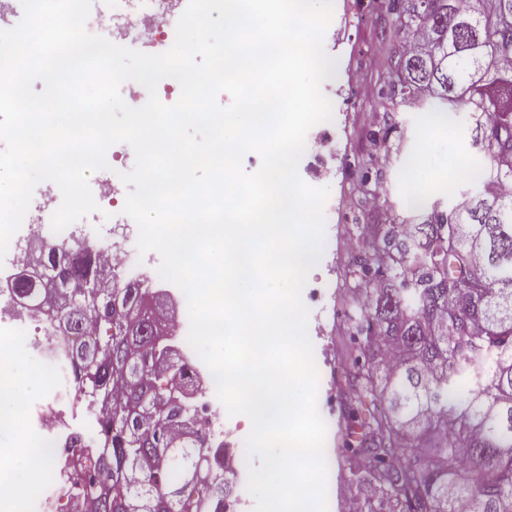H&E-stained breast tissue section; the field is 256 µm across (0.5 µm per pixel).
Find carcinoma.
<instances>
[{"label": "carcinoma", "mask_w": 512, "mask_h": 512, "mask_svg": "<svg viewBox=\"0 0 512 512\" xmlns=\"http://www.w3.org/2000/svg\"><path fill=\"white\" fill-rule=\"evenodd\" d=\"M397 22L426 49L398 53L391 104L427 89L439 119L470 113L486 163L462 177L482 188L464 206L366 227L363 272L384 286L356 302L348 381L373 409L352 449L368 465L350 473L372 489L364 512H512V0H401ZM46 262L13 295L56 321L79 397L107 410L97 470L80 448L64 461L79 495L93 512H224L235 484L172 384L187 369L163 362L149 291L114 280L72 304L103 278L96 259Z\"/></svg>", "instance_id": "cac0c4a2"}]
</instances>
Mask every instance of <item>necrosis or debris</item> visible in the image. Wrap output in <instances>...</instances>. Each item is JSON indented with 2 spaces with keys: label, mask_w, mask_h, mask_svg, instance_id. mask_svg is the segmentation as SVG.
I'll return each instance as SVG.
<instances>
[{
  "label": "necrosis or debris",
  "mask_w": 512,
  "mask_h": 512,
  "mask_svg": "<svg viewBox=\"0 0 512 512\" xmlns=\"http://www.w3.org/2000/svg\"><path fill=\"white\" fill-rule=\"evenodd\" d=\"M182 14L181 0H108L106 7L92 12L87 21L91 34L107 32L110 41L121 46H132L147 54L163 53L175 36L176 25ZM128 144L118 143L107 152L110 168L92 188L98 212L92 213V224H109L113 206L124 195V183L119 177L131 155ZM62 200L56 184L46 182L30 209L19 231L12 238L4 261L0 262V380L5 379L12 366L13 351L24 349L39 355L49 372L50 380L42 398L24 397L8 412H0V436L12 434L18 419L25 418L38 429L40 446L53 449L56 456H65L71 444L92 437L97 430L99 414L88 408L76 410L73 370L62 361L66 344L55 321L34 316L16 303L12 284L16 276L17 255L25 249L43 244L47 236L55 240L70 238L73 227L61 232L51 230L50 218ZM107 267L116 278L159 283L153 254H139L135 242L115 243L101 248ZM182 362L189 365L188 385L196 389L198 426L208 447L224 449V474L234 482L247 479L242 471L236 449L239 445L233 429L228 428L227 411L216 395L213 374L197 356L192 347L180 345ZM70 479L67 471L44 484L37 497L22 500V512H83L84 502L67 493Z\"/></svg>",
  "instance_id": "1"
}]
</instances>
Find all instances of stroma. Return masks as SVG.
I'll use <instances>...</instances> for the list:
<instances>
[{
	"label": "stroma",
	"instance_id": "stroma-1",
	"mask_svg": "<svg viewBox=\"0 0 512 512\" xmlns=\"http://www.w3.org/2000/svg\"><path fill=\"white\" fill-rule=\"evenodd\" d=\"M395 18L392 0H334L324 38L326 52L337 60L336 82L324 90L334 118L320 126L329 142L325 185L336 209L325 214L321 255L307 281L320 292L307 308L308 336L315 357L324 362L318 378L322 397L333 371H351L356 355L351 289L361 275L364 226L427 220L429 210L408 207L417 194L428 198L429 209L448 210L437 186L483 160L468 114L437 125L430 119L431 102L389 104V77L405 39ZM378 185L384 193L377 204H365V195ZM353 408L352 394L339 387L336 414L325 419L328 512H360L364 502L349 479L346 430Z\"/></svg>",
	"mask_w": 512,
	"mask_h": 512
}]
</instances>
